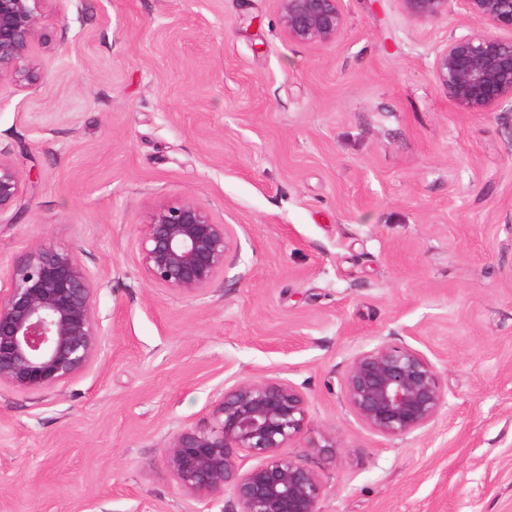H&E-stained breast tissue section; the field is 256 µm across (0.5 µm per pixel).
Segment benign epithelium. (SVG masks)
Returning a JSON list of instances; mask_svg holds the SVG:
<instances>
[{
  "mask_svg": "<svg viewBox=\"0 0 512 512\" xmlns=\"http://www.w3.org/2000/svg\"><path fill=\"white\" fill-rule=\"evenodd\" d=\"M0 0V80L20 86L36 80L32 52L39 39L40 4ZM288 38L328 47L345 26L341 0H279ZM405 12L434 20L448 0H401ZM469 11L512 30V0H465ZM434 74L467 112L512 105V38L470 31L436 52ZM14 163L0 157V213L21 199ZM229 225L199 202L159 203L145 225L140 254L147 279L182 296L208 288L230 243ZM94 282L74 255L52 245L32 247L0 292V386L22 393L57 388L86 371L101 351L93 308ZM345 400L371 432L404 438L427 429L446 403L435 365L409 345L382 343L353 356L341 382ZM307 400L290 383L249 379L224 389L212 423L174 433L165 465L181 488L200 499L230 493L238 512H319L322 478L285 456L282 448L306 427ZM261 458L241 471L239 453Z\"/></svg>",
  "mask_w": 512,
  "mask_h": 512,
  "instance_id": "benign-epithelium-1",
  "label": "benign epithelium"
}]
</instances>
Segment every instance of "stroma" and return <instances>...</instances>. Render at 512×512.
Here are the masks:
<instances>
[{"mask_svg":"<svg viewBox=\"0 0 512 512\" xmlns=\"http://www.w3.org/2000/svg\"><path fill=\"white\" fill-rule=\"evenodd\" d=\"M328 47L288 40L278 0H54L36 86L0 81V289L33 245L98 283L102 351L56 389L0 388V512H236L164 463L224 387L280 378L308 402L285 455L320 512H512V108L461 110L433 60L498 28L448 0H342ZM192 199L232 227L197 295L141 265L152 209ZM407 344L447 403L387 439L349 409L351 358ZM335 442L326 452L327 442ZM405 12L411 17L434 20L448 9V0H401ZM23 190L22 179L14 163L0 156V214L20 201Z\"/></svg>","mask_w":512,"mask_h":512,"instance_id":"obj_1","label":"stroma"}]
</instances>
